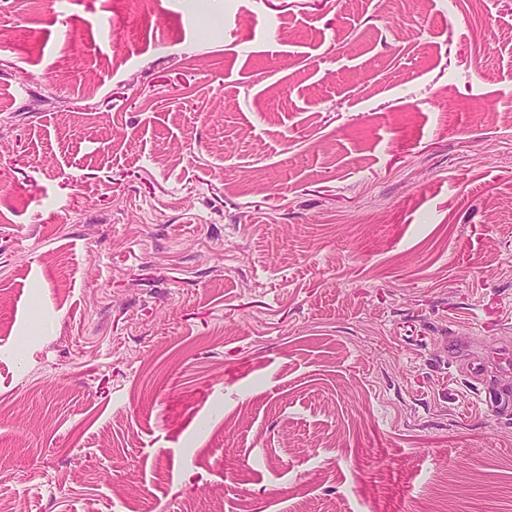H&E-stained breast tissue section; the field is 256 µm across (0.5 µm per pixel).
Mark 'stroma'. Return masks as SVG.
I'll list each match as a JSON object with an SVG mask.
<instances>
[{"mask_svg":"<svg viewBox=\"0 0 512 512\" xmlns=\"http://www.w3.org/2000/svg\"><path fill=\"white\" fill-rule=\"evenodd\" d=\"M512 0H0V512H512Z\"/></svg>","mask_w":512,"mask_h":512,"instance_id":"stroma-1","label":"stroma"}]
</instances>
